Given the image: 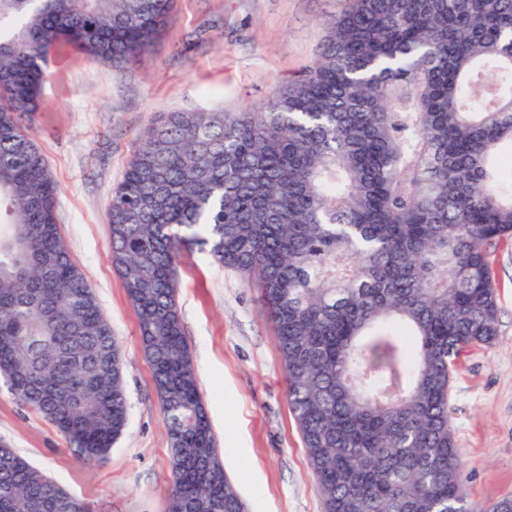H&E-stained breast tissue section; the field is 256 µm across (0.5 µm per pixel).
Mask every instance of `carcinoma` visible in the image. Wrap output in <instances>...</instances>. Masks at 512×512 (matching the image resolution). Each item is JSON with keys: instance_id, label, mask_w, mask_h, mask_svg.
<instances>
[{"instance_id": "1", "label": "carcinoma", "mask_w": 512, "mask_h": 512, "mask_svg": "<svg viewBox=\"0 0 512 512\" xmlns=\"http://www.w3.org/2000/svg\"><path fill=\"white\" fill-rule=\"evenodd\" d=\"M173 0H0V375L87 462L127 425L120 348L60 234L20 112L72 47L151 53ZM170 441L167 512H245L177 304L197 244L260 290L324 512H480L459 496L458 359L497 336L512 242V0H352L319 55L240 112H164L108 207ZM0 512H87L0 444Z\"/></svg>"}]
</instances>
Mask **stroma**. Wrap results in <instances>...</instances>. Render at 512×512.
I'll return each instance as SVG.
<instances>
[{"instance_id": "stroma-1", "label": "stroma", "mask_w": 512, "mask_h": 512, "mask_svg": "<svg viewBox=\"0 0 512 512\" xmlns=\"http://www.w3.org/2000/svg\"><path fill=\"white\" fill-rule=\"evenodd\" d=\"M350 0H174L144 63L122 68L58 49L38 111L22 115L58 183L70 253L96 292L124 361L129 422L98 461L79 459L0 378V443L89 512H167L170 442L138 319L112 265L107 208L140 132L159 113L238 111L266 99L311 63ZM498 333L465 353L451 382L450 425L466 498L488 506L512 495V245L491 250ZM178 306L224 469L248 512H323L286 395L274 327L259 291L187 246Z\"/></svg>"}]
</instances>
